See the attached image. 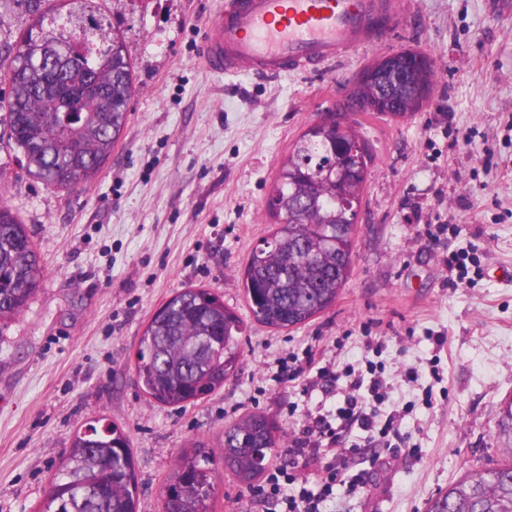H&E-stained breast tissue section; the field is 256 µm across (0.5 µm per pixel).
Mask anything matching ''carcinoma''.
Returning a JSON list of instances; mask_svg holds the SVG:
<instances>
[{
	"mask_svg": "<svg viewBox=\"0 0 512 512\" xmlns=\"http://www.w3.org/2000/svg\"><path fill=\"white\" fill-rule=\"evenodd\" d=\"M65 20L37 18L24 32L7 75V122L28 172L60 189L95 177L128 119L132 65L122 39L88 0H68ZM65 54L59 72L39 56ZM430 59L414 51L377 59L353 81L348 106L391 119L420 111L432 88ZM80 103L71 115L58 109ZM372 154L336 112H324L282 156L267 200L268 231L242 268L241 285L253 321L282 331L305 325L336 304L352 274L356 224ZM44 268L12 208L0 203V325L36 294ZM243 322L209 288H183L142 326L135 374L151 401L178 407L221 391L240 364ZM283 428L248 413L224 428V469L207 442L182 448L166 485L162 512H215L223 470L243 486L280 446ZM139 487L128 432L104 417L73 434L43 512H138ZM512 465L465 477L427 502L426 512H508Z\"/></svg>",
	"mask_w": 512,
	"mask_h": 512,
	"instance_id": "cac0c4a2",
	"label": "carcinoma"
}]
</instances>
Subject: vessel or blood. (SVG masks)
<instances>
[{
    "mask_svg": "<svg viewBox=\"0 0 512 512\" xmlns=\"http://www.w3.org/2000/svg\"><path fill=\"white\" fill-rule=\"evenodd\" d=\"M398 0H224L203 60L214 75L307 73L372 46Z\"/></svg>",
    "mask_w": 512,
    "mask_h": 512,
    "instance_id": "1",
    "label": "vessel or blood"
}]
</instances>
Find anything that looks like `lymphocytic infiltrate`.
Wrapping results in <instances>:
<instances>
[{"mask_svg":"<svg viewBox=\"0 0 512 512\" xmlns=\"http://www.w3.org/2000/svg\"><path fill=\"white\" fill-rule=\"evenodd\" d=\"M279 377L303 379L307 396L316 391L326 399L343 395L344 405L334 412L320 407L307 413L302 428L290 439L288 463L271 466L256 493L282 512H321V503L331 497L349 459L358 452L347 434L357 427L367 433L366 447H390L400 435L403 414L383 411L388 385L381 375L338 372L311 350L305 353L304 366L281 364Z\"/></svg>","mask_w":512,"mask_h":512,"instance_id":"lymphocytic-infiltrate-1","label":"lymphocytic infiltrate"}]
</instances>
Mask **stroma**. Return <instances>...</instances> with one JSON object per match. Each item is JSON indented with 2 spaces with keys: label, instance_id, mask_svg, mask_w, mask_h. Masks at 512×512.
I'll return each instance as SVG.
<instances>
[{
  "label": "stroma",
  "instance_id": "35a3bbf8",
  "mask_svg": "<svg viewBox=\"0 0 512 512\" xmlns=\"http://www.w3.org/2000/svg\"><path fill=\"white\" fill-rule=\"evenodd\" d=\"M223 2L96 0L124 39L135 89L91 182L61 190L32 177L0 115V191L46 268L0 333V512H40L73 431L101 415L130 435L139 512H160L191 437L221 452L225 426L249 412L300 429L312 403L301 381L276 372L310 348L341 370L373 362L391 386L387 407L406 412L405 444L380 449L366 485L337 488L325 512H424L438 491L505 459L512 219L500 214L512 205V10L498 0H402L371 51L269 81L204 68L207 19ZM29 19L25 0L0 8L1 97ZM403 50L428 54L437 79L407 119L353 117L374 163L347 288L305 326L254 322L236 273L267 233L277 159L366 64ZM450 249L480 258L479 274L456 288L445 285ZM188 286L214 289L241 317V365L220 392L162 409L137 387L133 354L153 311ZM404 366L416 382L403 381Z\"/></svg>",
  "mask_w": 512,
  "mask_h": 512
}]
</instances>
